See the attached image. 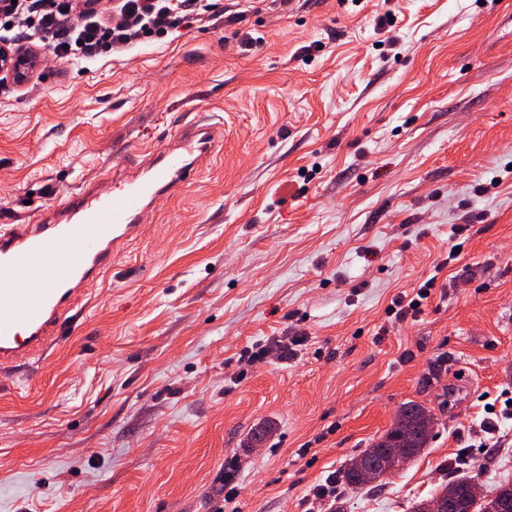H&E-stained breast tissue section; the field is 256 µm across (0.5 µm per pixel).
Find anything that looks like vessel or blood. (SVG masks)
<instances>
[{
  "mask_svg": "<svg viewBox=\"0 0 512 512\" xmlns=\"http://www.w3.org/2000/svg\"><path fill=\"white\" fill-rule=\"evenodd\" d=\"M215 143L211 126L189 124L166 153L146 155L131 174L83 186L55 213L0 228V368L57 343L73 300L111 268L153 199L177 191Z\"/></svg>",
  "mask_w": 512,
  "mask_h": 512,
  "instance_id": "1",
  "label": "vessel or blood"
}]
</instances>
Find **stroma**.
Wrapping results in <instances>:
<instances>
[{
	"mask_svg": "<svg viewBox=\"0 0 512 512\" xmlns=\"http://www.w3.org/2000/svg\"><path fill=\"white\" fill-rule=\"evenodd\" d=\"M210 2L0 92V225L217 132L0 370V512H218L228 471L240 512H409L512 479V0ZM408 401L428 447L316 498Z\"/></svg>",
	"mask_w": 512,
	"mask_h": 512,
	"instance_id": "obj_1",
	"label": "stroma"
}]
</instances>
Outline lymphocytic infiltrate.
Listing matches in <instances>:
<instances>
[{
    "mask_svg": "<svg viewBox=\"0 0 512 512\" xmlns=\"http://www.w3.org/2000/svg\"><path fill=\"white\" fill-rule=\"evenodd\" d=\"M208 9V0H116L103 11L80 9L78 0H0V42L16 43L17 28H33L49 55L88 61L106 47L165 37Z\"/></svg>",
    "mask_w": 512,
    "mask_h": 512,
    "instance_id": "obj_1",
    "label": "lymphocytic infiltrate"
}]
</instances>
